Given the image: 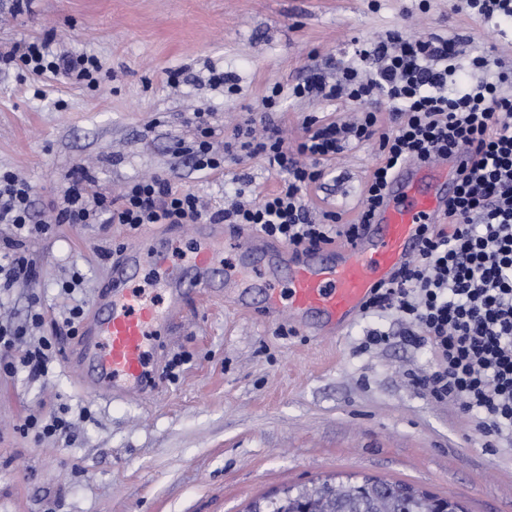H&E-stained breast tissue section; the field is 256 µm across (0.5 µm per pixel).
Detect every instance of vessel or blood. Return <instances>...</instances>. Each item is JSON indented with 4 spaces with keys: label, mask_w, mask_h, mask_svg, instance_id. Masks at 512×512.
I'll list each match as a JSON object with an SVG mask.
<instances>
[{
    "label": "vessel or blood",
    "mask_w": 512,
    "mask_h": 512,
    "mask_svg": "<svg viewBox=\"0 0 512 512\" xmlns=\"http://www.w3.org/2000/svg\"><path fill=\"white\" fill-rule=\"evenodd\" d=\"M465 153L402 167L385 203L359 239L295 253L271 246L250 232L240 235L242 267L222 270L217 258L226 239L222 225L209 227L208 241L185 265L164 268L165 307L156 309L136 288L144 262L163 253L165 243L145 237L126 248L111 268V286L93 302L81 327L72 362L82 389L96 397L130 400L155 389L161 360L150 349L181 323L195 289H222L239 310L263 298L268 317L286 318L317 337L335 335L362 310L379 285L407 266L419 249V228L436 223L448 206L450 185L441 173L456 171Z\"/></svg>",
    "instance_id": "vessel-or-blood-1"
}]
</instances>
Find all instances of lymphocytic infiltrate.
<instances>
[{
    "instance_id": "1",
    "label": "lymphocytic infiltrate",
    "mask_w": 512,
    "mask_h": 512,
    "mask_svg": "<svg viewBox=\"0 0 512 512\" xmlns=\"http://www.w3.org/2000/svg\"><path fill=\"white\" fill-rule=\"evenodd\" d=\"M22 63L43 78H92L94 56L57 53L48 41L21 40L0 52V64ZM298 98H347L363 110L351 122L304 121L305 134L288 145L270 114L277 95L235 126L223 151H215L207 119L189 148L198 171L223 170L225 160L264 156L286 179L254 203L236 202L209 211L191 191L158 174L133 181L119 198L95 188L96 178L77 168L57 208L60 224H231L288 244L299 251L336 239L356 240L383 203L397 170L466 152L470 162L458 173L446 220L420 228V250L387 285L376 288L364 313L397 315L399 334L426 347L433 369L412 375L410 384L438 403L452 405L475 424L485 442L512 437V71L498 69L488 55L465 58L457 41L438 35L422 39L396 30L356 48L336 82L313 73L295 84ZM373 141L379 161L363 189L355 223L340 213L314 217L306 192L325 176L323 165L350 142ZM32 189L9 172L0 173V296L14 284L31 282L35 268L26 241L45 235L49 225L33 220ZM44 313L32 302L26 325L0 323V367L25 372L32 380L48 376L56 359L54 337L25 344L29 327Z\"/></svg>"
}]
</instances>
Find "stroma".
I'll return each mask as SVG.
<instances>
[{
	"instance_id": "35a3bbf8",
	"label": "stroma",
	"mask_w": 512,
	"mask_h": 512,
	"mask_svg": "<svg viewBox=\"0 0 512 512\" xmlns=\"http://www.w3.org/2000/svg\"><path fill=\"white\" fill-rule=\"evenodd\" d=\"M0 16L2 51L47 37L54 51L85 52L100 64L95 87L0 70V170L29 183L45 220L79 165L112 196L156 173L217 208L276 190L282 178L263 156L205 176L174 160L172 147L194 138L199 112L223 147L276 85L274 119L292 143L305 117L358 112L350 102L290 94L310 70L341 67L356 40L403 28L461 39L467 55L487 52L512 68V29L454 11L451 0H30L22 9L0 0ZM222 72L233 86L212 84ZM378 160L374 143L345 149L308 189L310 206L355 221ZM142 233L168 239L172 264L197 248L189 229L167 224L138 234L121 224H63L27 242L47 320L41 335H51L69 304L62 283L80 273L93 302L118 249ZM374 329L394 337L369 344ZM398 329L394 317L359 315L319 339L265 317L261 305L242 312L200 290L162 351L163 361L187 353L190 362L177 380L127 401L86 394L67 364L77 342L61 336L47 381L0 374V512H245L263 495L336 474L403 481L457 498L468 512H512V440L484 447L452 406L410 386L409 374L428 371L430 355ZM62 403L91 410L74 419L70 439L21 434L27 416Z\"/></svg>"
}]
</instances>
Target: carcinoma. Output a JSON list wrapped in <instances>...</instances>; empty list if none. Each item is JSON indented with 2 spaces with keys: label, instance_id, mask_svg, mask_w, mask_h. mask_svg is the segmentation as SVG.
<instances>
[{
  "label": "carcinoma",
  "instance_id": "carcinoma-1",
  "mask_svg": "<svg viewBox=\"0 0 512 512\" xmlns=\"http://www.w3.org/2000/svg\"><path fill=\"white\" fill-rule=\"evenodd\" d=\"M246 512H467L458 500L421 492L401 481L329 477L286 487L252 501Z\"/></svg>",
  "mask_w": 512,
  "mask_h": 512
}]
</instances>
